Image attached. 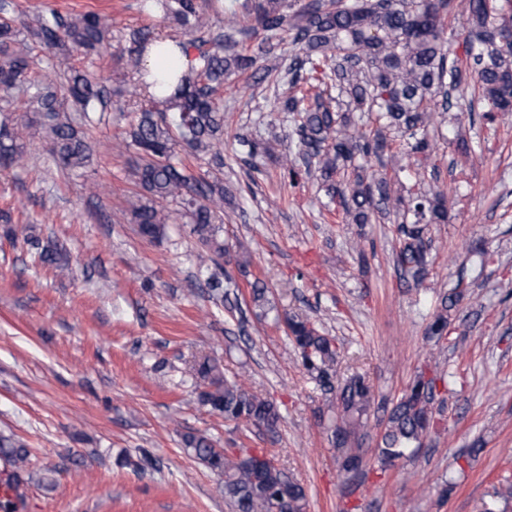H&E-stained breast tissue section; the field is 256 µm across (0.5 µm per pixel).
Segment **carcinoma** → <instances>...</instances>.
Segmentation results:
<instances>
[{"label": "carcinoma", "mask_w": 512, "mask_h": 512, "mask_svg": "<svg viewBox=\"0 0 512 512\" xmlns=\"http://www.w3.org/2000/svg\"><path fill=\"white\" fill-rule=\"evenodd\" d=\"M150 7L197 36L170 39L188 57V68H169L145 81V55L154 48L169 50L148 27L129 34L122 50L126 72L145 92L138 112L113 148L136 151L132 176L141 201L131 210L141 235L156 239L171 218L167 206L181 208L193 224L203 251L199 269L209 273L206 284L220 292L223 282L210 272L224 257V78L250 74L253 84L276 76L283 87L278 111L288 113L285 138L294 145L304 171L294 161L284 164L289 182L300 174L313 176L330 200H339L345 223L396 225V264L419 284L428 275L429 226L449 221L447 199L441 191L394 190L399 174H426L434 154L439 126L450 112H474L484 103L483 119L512 112V0H245L251 24H240L237 10L224 13V30L212 31L196 0H147ZM464 18L461 51L449 48L455 20ZM288 33V64L265 67L261 61L274 49L273 41ZM108 20L95 12L72 17L48 8L29 14L21 23L0 19V112L33 103L37 124L48 136L51 152L69 170L86 166L91 156L84 127L98 124L122 107L112 104L102 77L74 64L78 54H99L112 47ZM258 36L256 47H243L244 38ZM37 48L51 52V68L37 75L32 68ZM27 126L18 120L0 122V168L23 165ZM239 152L253 169L267 151L261 141L236 137ZM183 147L207 168L195 170L175 157ZM7 236L39 250L42 262L60 272L68 270L62 248L42 245L25 228ZM462 294L444 295L426 328L441 336L448 328V311ZM303 368L321 385L336 375L339 350L334 339L317 330L308 318H288ZM206 390L203 404L224 414V420L247 422L275 431L277 407L230 380L216 360L205 357L194 365ZM436 379L419 375L391 408L379 461L386 467L412 455L434 425L432 409ZM341 424L333 431L334 447L342 451V467L359 469L352 436L363 425L371 389L353 374L337 386ZM185 446L209 469L224 474V499L235 512H305L303 486L289 481L288 502L279 498L286 482L270 466L255 480L247 455L221 454L203 436L187 435ZM0 460L7 466L8 485L23 483L29 451L0 437Z\"/></svg>", "instance_id": "carcinoma-1"}]
</instances>
